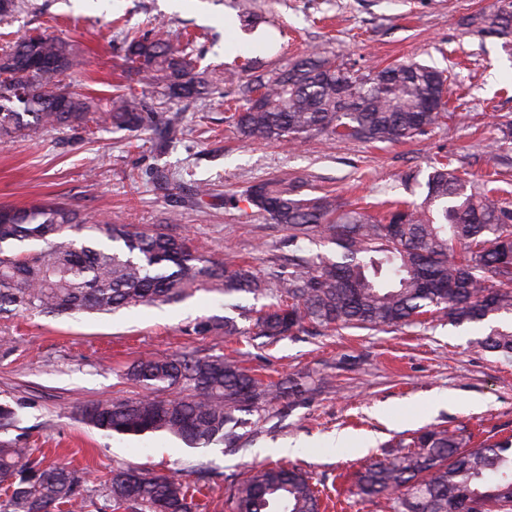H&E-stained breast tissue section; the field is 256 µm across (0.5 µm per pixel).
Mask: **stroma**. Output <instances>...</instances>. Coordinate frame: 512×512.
I'll return each instance as SVG.
<instances>
[{
    "label": "stroma",
    "mask_w": 512,
    "mask_h": 512,
    "mask_svg": "<svg viewBox=\"0 0 512 512\" xmlns=\"http://www.w3.org/2000/svg\"><path fill=\"white\" fill-rule=\"evenodd\" d=\"M494 0H23L0 19V48L47 32L68 40L83 60L72 86L95 103L131 85L156 110L166 99L146 74L129 75L124 37L159 33L186 44L199 67L233 80L184 105L179 134L102 125L95 133L48 130L0 143V206L60 203L88 221L116 220L188 238L214 261L232 252L264 274L288 261L287 228L244 203L269 177L298 179L304 192L333 193L347 209L415 203L436 160L493 176L512 193V143L497 146L512 121V42L479 31L473 19ZM375 70L412 58L450 77L448 119L396 143L336 142L313 136L290 146L248 144L224 121L245 102L246 83L270 77L309 53ZM251 71H242L243 63ZM209 195L194 203L197 187ZM239 207L229 208L225 198ZM201 290L168 305L137 306L74 318L0 316V401L20 408L16 436L49 458L85 472L96 489L113 468L132 465L202 486L205 512H233L231 493L255 464L295 465L321 492L328 512H378L355 493L357 472L398 439L427 427L467 426L476 440L512 439V358L483 350L484 323L426 322L397 330L312 327L271 341L250 335L241 308ZM230 316L243 333H191L202 317ZM190 351L245 353L266 379L306 377V399L279 403L247 424L236 447L190 448L164 433L108 436L78 418L103 398L137 396L123 379L132 362ZM290 453H283V446Z\"/></svg>",
    "instance_id": "obj_1"
}]
</instances>
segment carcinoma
<instances>
[{
	"label": "carcinoma",
	"mask_w": 512,
	"mask_h": 512,
	"mask_svg": "<svg viewBox=\"0 0 512 512\" xmlns=\"http://www.w3.org/2000/svg\"><path fill=\"white\" fill-rule=\"evenodd\" d=\"M474 18L480 31L512 36V2ZM127 58L151 73L171 101L200 98L213 80L167 38L131 35ZM81 61L71 44L50 35L25 37L0 53V141L48 129H78L91 104L65 79ZM252 97L228 116L247 142L296 145L312 135L395 143L422 136L447 113V77L406 61L352 70L311 53L248 86ZM119 129H143L166 140L182 129L179 109L158 112L135 95H119L101 115ZM423 203L389 202L380 216L343 210L330 195L309 197L286 180L248 189L246 200L291 239L336 245L329 256H297L272 280L228 256L218 263L163 231L127 224H88L57 204L0 208V315L111 313L165 305L197 290L250 294L271 302L254 319L270 340L304 329H386L437 315L459 325L512 316V202L496 188L472 189L449 163L433 166ZM198 335L239 333L229 317L198 320ZM481 347L512 357V324L491 329ZM125 378L135 398L93 402L81 420L118 436L162 432L198 448L233 447L246 415H262L285 397L310 391L302 377L266 382L234 357L182 353L141 358ZM20 421L0 402V432ZM87 480L67 463H48L16 439L0 438V512H71L87 503ZM357 494L387 512H512V441L476 442L467 427L433 428L401 439L396 450L357 473ZM201 487L137 468H117L99 498L130 512H196ZM234 512H321L320 491L296 467H255L231 494Z\"/></svg>",
	"instance_id": "1"
}]
</instances>
